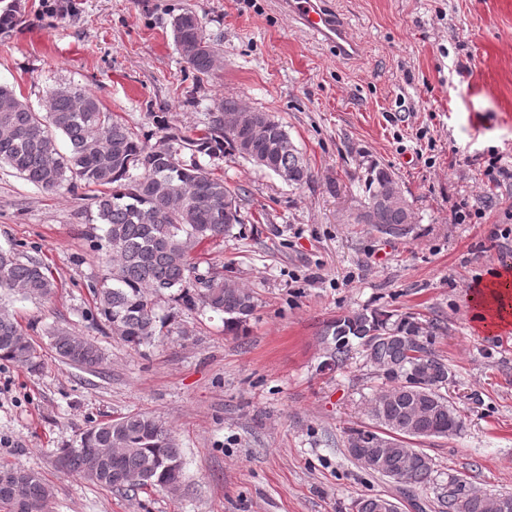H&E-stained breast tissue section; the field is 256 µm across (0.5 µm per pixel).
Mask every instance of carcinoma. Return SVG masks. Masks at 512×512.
<instances>
[{"instance_id":"cac0c4a2","label":"carcinoma","mask_w":512,"mask_h":512,"mask_svg":"<svg viewBox=\"0 0 512 512\" xmlns=\"http://www.w3.org/2000/svg\"><path fill=\"white\" fill-rule=\"evenodd\" d=\"M173 41L189 68L206 74L214 65L215 48L199 17L185 9L172 16ZM238 101L226 98L215 104L209 131L188 135L164 124L154 143L140 138L110 112L91 92L78 85L60 84L47 96L46 109L35 111L14 87L0 84V166L45 191L73 190L79 186H112V192L94 197L98 250L103 269L92 286L96 314L132 348H140L163 334L166 321L155 311L152 297L168 295L187 310L206 309L224 320V331L236 333L254 314V293L234 277L199 272L198 248L230 234L242 223L245 190L214 175L198 156L209 157L230 149L290 185L300 187L312 172L283 124L268 112L250 109L251 124L233 134L224 132L221 111ZM69 141L62 153L58 137ZM364 201L356 218L379 233L404 238L414 223L413 210L398 179L390 170L371 163L365 169ZM55 279L35 256L23 257L0 249V290L26 298H49ZM419 317L383 309H362L329 322L323 336L329 344V368L343 366L359 350L373 367H396L401 375L421 372L423 387L414 391L401 381L387 382L388 399H373L369 413L374 427L353 429L347 448H364L368 435L383 427L408 438L448 437L461 429L448 396L451 370L437 355ZM58 356L69 365L101 373L103 356L94 342L63 328L50 331ZM0 360L30 371L41 367L40 355L14 316L0 308ZM66 472L111 490L164 488L179 484L183 466L178 440L172 431L146 413H131L83 431L78 444L64 448ZM371 475L401 472L397 491L410 496L433 481V459L407 456L402 445L388 449L382 464L362 462ZM457 479L448 481V494L439 507L448 512H491L490 494L475 488L456 496ZM51 488L36 472L0 465V512H48Z\"/></svg>"}]
</instances>
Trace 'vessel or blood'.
Masks as SVG:
<instances>
[{
	"mask_svg": "<svg viewBox=\"0 0 512 512\" xmlns=\"http://www.w3.org/2000/svg\"><path fill=\"white\" fill-rule=\"evenodd\" d=\"M282 6L302 29L335 48L338 56L349 59L358 54L359 46L334 0H283Z\"/></svg>",
	"mask_w": 512,
	"mask_h": 512,
	"instance_id": "1",
	"label": "vessel or blood"
}]
</instances>
